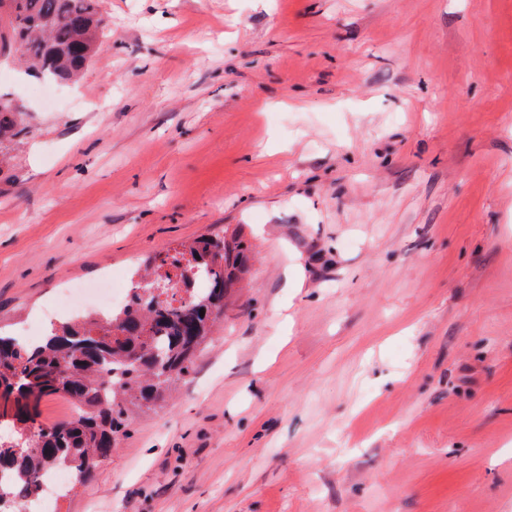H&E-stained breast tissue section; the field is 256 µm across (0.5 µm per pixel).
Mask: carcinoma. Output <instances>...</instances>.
<instances>
[{
    "label": "carcinoma",
    "instance_id": "obj_1",
    "mask_svg": "<svg viewBox=\"0 0 512 512\" xmlns=\"http://www.w3.org/2000/svg\"><path fill=\"white\" fill-rule=\"evenodd\" d=\"M99 0H0V42L15 46L28 70L55 80L79 78L100 47ZM27 127L0 96V136ZM248 246L238 234L202 236L171 258H159L155 283L177 288L195 277L207 284L177 307L133 295L102 321L63 322L29 348L0 334V397L15 396L25 427L0 436V502L28 512L42 498L39 476L64 469L78 481L128 433L130 406L151 408L190 375L224 299L245 271ZM79 404L77 417L35 428L45 396Z\"/></svg>",
    "mask_w": 512,
    "mask_h": 512
}]
</instances>
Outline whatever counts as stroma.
<instances>
[{"label": "stroma", "mask_w": 512, "mask_h": 512, "mask_svg": "<svg viewBox=\"0 0 512 512\" xmlns=\"http://www.w3.org/2000/svg\"><path fill=\"white\" fill-rule=\"evenodd\" d=\"M0 95V324L240 230L182 386L55 512H512V0H101ZM0 96V136L10 139L20 138L28 133L26 126L21 125L16 119L17 112L10 106V102ZM4 101V102H3Z\"/></svg>", "instance_id": "35a3bbf8"}]
</instances>
